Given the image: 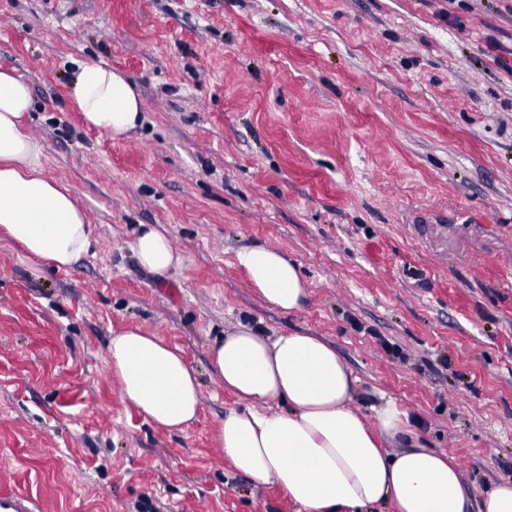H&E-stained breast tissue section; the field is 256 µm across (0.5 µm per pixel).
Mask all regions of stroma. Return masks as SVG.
<instances>
[{
	"label": "stroma",
	"mask_w": 512,
	"mask_h": 512,
	"mask_svg": "<svg viewBox=\"0 0 512 512\" xmlns=\"http://www.w3.org/2000/svg\"><path fill=\"white\" fill-rule=\"evenodd\" d=\"M45 173L93 246L56 268L0 240V491L41 512H298L220 446L212 349L246 324L333 346L368 422L393 401L475 498L512 482V0H0ZM130 77L143 120L111 138L74 62ZM154 227L182 257L148 272ZM270 246L308 300L268 305L236 262ZM179 347L201 405L170 431L108 362L130 328ZM131 248L144 269L160 276L182 262L170 239L156 228L143 229L133 240Z\"/></svg>",
	"instance_id": "obj_1"
}]
</instances>
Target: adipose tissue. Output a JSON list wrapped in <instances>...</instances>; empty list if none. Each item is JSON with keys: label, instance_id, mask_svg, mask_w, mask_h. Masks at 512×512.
Instances as JSON below:
<instances>
[{"label": "adipose tissue", "instance_id": "obj_1", "mask_svg": "<svg viewBox=\"0 0 512 512\" xmlns=\"http://www.w3.org/2000/svg\"><path fill=\"white\" fill-rule=\"evenodd\" d=\"M71 100L92 129L120 139L134 130L142 103L131 81L106 63H81ZM27 83L0 70V235L31 257L70 266L93 244L88 215L69 187L44 173L45 145L27 126ZM131 248L162 275L182 259L160 230L143 229ZM237 263L269 305L301 309L308 297L296 265L265 246ZM109 365L124 400L152 423L183 430L200 406L196 373L178 347L133 328L113 336ZM213 363L226 388L247 402L229 412L220 445L236 470L282 488L305 512H367L393 501L398 512H512V483L474 509L452 457L429 448L386 452L381 434L407 427L395 404L370 426L353 406L356 379L335 349L315 336L267 337L241 324L216 343Z\"/></svg>", "mask_w": 512, "mask_h": 512}]
</instances>
